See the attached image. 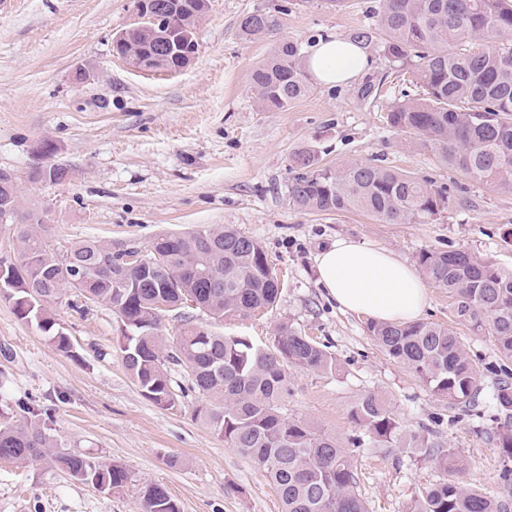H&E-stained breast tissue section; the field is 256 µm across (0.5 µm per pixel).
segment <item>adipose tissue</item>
<instances>
[{
    "mask_svg": "<svg viewBox=\"0 0 512 512\" xmlns=\"http://www.w3.org/2000/svg\"><path fill=\"white\" fill-rule=\"evenodd\" d=\"M369 64L362 47L332 35L319 39L306 60L312 77L329 85L354 80ZM316 269L330 298L353 313L385 322H411L426 303V285L405 260L348 239L322 250Z\"/></svg>",
    "mask_w": 512,
    "mask_h": 512,
    "instance_id": "1",
    "label": "adipose tissue"
}]
</instances>
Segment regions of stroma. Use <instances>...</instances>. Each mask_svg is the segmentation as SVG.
<instances>
[{
  "mask_svg": "<svg viewBox=\"0 0 512 512\" xmlns=\"http://www.w3.org/2000/svg\"><path fill=\"white\" fill-rule=\"evenodd\" d=\"M372 0H209L197 27L199 52L176 72H139L114 54L115 34L136 21L135 0H6L0 6V169L18 180L20 212L42 213L48 244L84 239L147 250L160 232L228 225L257 240L282 288L272 310L217 321L208 313H164L159 329L175 345L185 319L268 343L287 322L327 347L332 373L290 369L288 417L336 437L350 456L369 512H410L421 490L446 472L408 448H356L350 417L363 397L382 396L404 434H427L468 461L466 483L497 495L501 458L489 403L469 411L448 405L409 369L382 353L366 316L339 309L318 283L316 258L336 238L386 250L408 262L420 251L463 250L512 272V191L468 180L411 135L390 128L382 103L398 97L405 70L380 42L366 49V79L381 102L358 95L359 82L315 85L285 110L259 106L252 70L275 39L242 38L253 11L277 13L279 35L307 41L348 38L369 21ZM57 146L60 184L27 174L42 140ZM339 168L377 161L402 173L461 187L470 205L428 224H390L359 212L317 213L288 200L289 167L300 150ZM74 291L49 310L72 343L63 353L36 322L0 301V409L48 410L59 446L123 465L130 482L103 491L46 465L0 460V512H138L145 486L165 488L181 512H281L269 480L224 444L193 411L205 399L189 391L177 366L175 407L141 392L117 353L122 325L110 306L78 309ZM423 321L448 325L491 388L500 357L489 337L459 322L447 289L428 286Z\"/></svg>",
  "mask_w": 512,
  "mask_h": 512,
  "instance_id": "stroma-1",
  "label": "stroma"
}]
</instances>
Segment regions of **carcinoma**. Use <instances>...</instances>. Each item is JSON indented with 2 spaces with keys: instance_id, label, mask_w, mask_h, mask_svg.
Segmentation results:
<instances>
[{
  "instance_id": "1",
  "label": "carcinoma",
  "mask_w": 512,
  "mask_h": 512,
  "mask_svg": "<svg viewBox=\"0 0 512 512\" xmlns=\"http://www.w3.org/2000/svg\"><path fill=\"white\" fill-rule=\"evenodd\" d=\"M195 11V0H183L172 14L174 26L191 27ZM373 13L374 23L355 29L352 41L366 46L381 38L385 53L411 71L414 87L388 107L387 124L416 137L470 180L512 191V0H376ZM279 26L276 15L254 11L242 17L240 33L260 39ZM135 44L148 47L151 68L180 67L172 47L138 38ZM304 58L305 43L283 38L253 70L262 107L286 109L312 92ZM290 173L289 201L318 213L362 212L392 224H426L450 206L468 204L456 186H437L373 162L335 170L301 152ZM27 219L17 256L0 258V290H6L0 296L20 318L36 322L67 353L69 336L38 298L55 302L74 288L92 302L107 303L123 326L122 363L143 394L161 407H174L167 367L184 366L190 389L208 398L194 416L265 473L281 512H368L353 464L336 439L282 411L290 394L288 367L333 372L337 363L330 352L288 323L279 324L263 345L190 322L170 350L159 336L162 313L182 309L190 299L218 320L273 308L279 283L258 241L222 225L160 234L148 248L147 264L133 266L110 241H82L58 253L46 242L43 216L30 213ZM417 263L431 283L448 289L456 318L491 337L503 360L493 399L504 468L502 495H487L462 480L468 463L455 449L413 435L409 447L424 449L448 479L420 491L412 512H512V272L461 250H424ZM368 331L390 359L448 404L477 406L482 374L447 326L373 321ZM22 412L19 419L0 413V459L43 461L75 479L98 478L114 489L131 480L121 465L60 449L37 409ZM351 418L362 430L352 444L399 446L400 425L380 397L362 398ZM139 512L180 509L166 489L150 485L142 491Z\"/></svg>"
}]
</instances>
